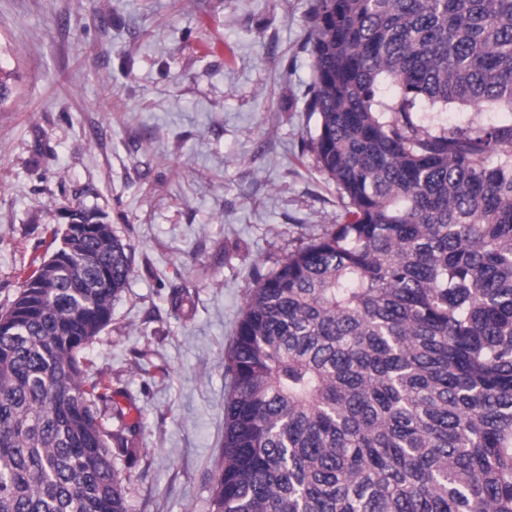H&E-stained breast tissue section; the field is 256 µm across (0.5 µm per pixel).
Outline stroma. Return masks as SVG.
Instances as JSON below:
<instances>
[{
	"instance_id": "1",
	"label": "stroma",
	"mask_w": 512,
	"mask_h": 512,
	"mask_svg": "<svg viewBox=\"0 0 512 512\" xmlns=\"http://www.w3.org/2000/svg\"><path fill=\"white\" fill-rule=\"evenodd\" d=\"M312 0H0V310L83 207L134 249L86 352L135 429L129 512H209L255 272L343 215L301 142ZM424 126L503 108L421 105ZM185 290L172 309L174 290Z\"/></svg>"
}]
</instances>
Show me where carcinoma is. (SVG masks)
<instances>
[{"mask_svg": "<svg viewBox=\"0 0 512 512\" xmlns=\"http://www.w3.org/2000/svg\"><path fill=\"white\" fill-rule=\"evenodd\" d=\"M308 44L302 149L345 212L249 291L210 512H512V123L417 119L512 111V0H313ZM72 217L0 312V512H129L83 351L132 248ZM419 124L431 127L448 125H465L470 120L476 119L485 124L497 125L510 121L512 112L503 108H490L473 106L468 107H431L428 104L420 106L418 113Z\"/></svg>", "mask_w": 512, "mask_h": 512, "instance_id": "1", "label": "carcinoma"}]
</instances>
